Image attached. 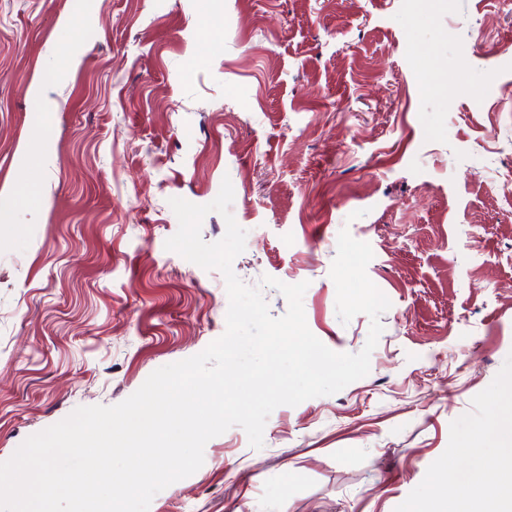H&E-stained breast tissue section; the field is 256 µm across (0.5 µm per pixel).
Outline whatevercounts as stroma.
I'll return each mask as SVG.
<instances>
[{"label": "stroma", "instance_id": "1", "mask_svg": "<svg viewBox=\"0 0 512 512\" xmlns=\"http://www.w3.org/2000/svg\"><path fill=\"white\" fill-rule=\"evenodd\" d=\"M226 177L242 282H307L359 352L345 228L391 306L367 376L211 439L149 512H431L468 451L512 482V0H0V462L223 335V274L165 242Z\"/></svg>", "mask_w": 512, "mask_h": 512}]
</instances>
